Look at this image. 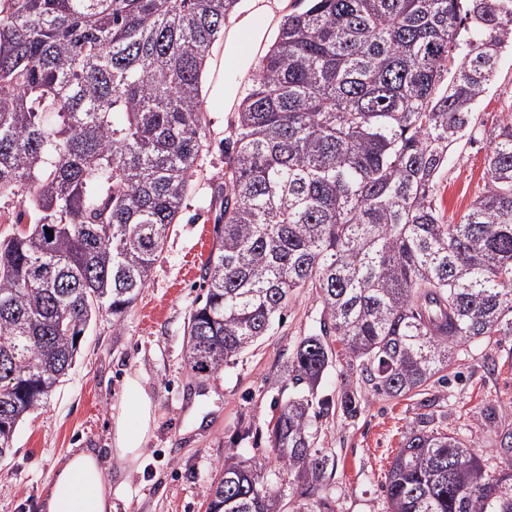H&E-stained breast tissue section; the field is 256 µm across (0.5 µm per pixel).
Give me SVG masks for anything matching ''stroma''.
I'll list each match as a JSON object with an SVG mask.
<instances>
[{
	"label": "stroma",
	"instance_id": "stroma-1",
	"mask_svg": "<svg viewBox=\"0 0 512 512\" xmlns=\"http://www.w3.org/2000/svg\"><path fill=\"white\" fill-rule=\"evenodd\" d=\"M512 111V52L499 63L479 105L470 140L449 153L436 191L448 222L457 221L488 187V134ZM235 113L207 115L211 147L146 288L120 324L103 312L91 321L81 353L56 393L19 423L12 450L0 460V512H40L48 482L71 453L98 449L112 478V512H206L213 479L228 456L265 464L272 491L290 497L267 441L277 406L296 388L280 370L305 336L319 328L322 306L312 287L296 289L280 324L234 364L203 379L186 361L185 329L205 290L201 267L214 245L224 172V140ZM139 376L153 399L156 419L136 461L115 455L112 430L126 398V382ZM361 396L357 417L320 419L318 448L336 460L328 492L335 512H387L385 475L421 414L432 425L472 445L488 468L505 457L504 431L512 430V340L477 344L456 353L446 381L434 385L435 402L418 395H375L358 374L334 366L319 392L346 389Z\"/></svg>",
	"mask_w": 512,
	"mask_h": 512
}]
</instances>
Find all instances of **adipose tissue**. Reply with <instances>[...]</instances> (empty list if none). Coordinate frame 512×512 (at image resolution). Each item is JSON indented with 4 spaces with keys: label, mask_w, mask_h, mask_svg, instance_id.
<instances>
[{
    "label": "adipose tissue",
    "mask_w": 512,
    "mask_h": 512,
    "mask_svg": "<svg viewBox=\"0 0 512 512\" xmlns=\"http://www.w3.org/2000/svg\"><path fill=\"white\" fill-rule=\"evenodd\" d=\"M287 0H248L241 18L224 33V77L210 89L212 111L232 112L240 103L238 76L246 74L256 57L270 47L269 36ZM128 401L112 433L114 449L124 459L142 452L155 420V405L138 378H130ZM41 512H112V485L99 452L84 448L56 469L41 502Z\"/></svg>",
    "instance_id": "ef3b65f1"
}]
</instances>
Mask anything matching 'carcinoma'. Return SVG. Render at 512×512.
<instances>
[{
  "instance_id": "carcinoma-1",
  "label": "carcinoma",
  "mask_w": 512,
  "mask_h": 512,
  "mask_svg": "<svg viewBox=\"0 0 512 512\" xmlns=\"http://www.w3.org/2000/svg\"><path fill=\"white\" fill-rule=\"evenodd\" d=\"M224 139V196L188 363L210 377L314 284L319 331L284 366L302 393L267 429L266 466L224 464L207 512H334L318 395L344 361L378 395L425 391L457 349L512 338V113L489 134L488 190L455 224L435 203L472 134L512 0H299ZM238 0H0V452L62 383L92 317L121 322L210 148L202 77ZM52 230L49 235L46 230ZM341 345L336 351L334 344ZM420 416L390 464L387 512H512V459L490 471Z\"/></svg>"
}]
</instances>
